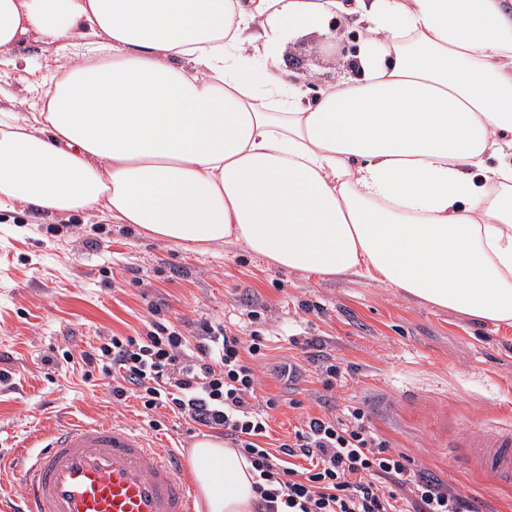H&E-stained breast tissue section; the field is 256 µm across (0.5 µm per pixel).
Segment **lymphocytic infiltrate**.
Instances as JSON below:
<instances>
[{
  "instance_id": "obj_1",
  "label": "lymphocytic infiltrate",
  "mask_w": 512,
  "mask_h": 512,
  "mask_svg": "<svg viewBox=\"0 0 512 512\" xmlns=\"http://www.w3.org/2000/svg\"><path fill=\"white\" fill-rule=\"evenodd\" d=\"M265 339L207 326L194 346L162 322L143 336H115L81 355L116 380L115 397L133 395L146 410L170 409L220 428L259 474L256 512H477L437 476L411 468L371 430L363 408L307 416L291 440L270 447L269 411L259 397L257 363Z\"/></svg>"
}]
</instances>
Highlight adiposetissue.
<instances>
[{"mask_svg": "<svg viewBox=\"0 0 512 512\" xmlns=\"http://www.w3.org/2000/svg\"><path fill=\"white\" fill-rule=\"evenodd\" d=\"M334 18L363 28L357 75L282 73ZM31 31L93 53L0 108V211L238 243L512 324V0H0V68ZM188 465L204 512H253L255 471L221 436Z\"/></svg>", "mask_w": 512, "mask_h": 512, "instance_id": "obj_1", "label": "adipose tissue"}]
</instances>
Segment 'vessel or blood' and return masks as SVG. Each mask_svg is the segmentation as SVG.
<instances>
[{
  "mask_svg": "<svg viewBox=\"0 0 512 512\" xmlns=\"http://www.w3.org/2000/svg\"><path fill=\"white\" fill-rule=\"evenodd\" d=\"M37 452L18 448L20 498L12 512H194L182 458L136 430L76 422L37 434ZM463 462L512 487V426L493 423L462 438Z\"/></svg>",
  "mask_w": 512,
  "mask_h": 512,
  "instance_id": "1",
  "label": "vessel or blood"
}]
</instances>
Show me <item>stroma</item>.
Returning <instances> with one entry per match:
<instances>
[{
  "mask_svg": "<svg viewBox=\"0 0 512 512\" xmlns=\"http://www.w3.org/2000/svg\"><path fill=\"white\" fill-rule=\"evenodd\" d=\"M336 27V40L304 61L327 85L348 80L335 55L359 45L352 21ZM75 51L72 41L29 32L13 49L16 68L0 79L26 97L29 84ZM155 320L190 340L206 323L268 337L258 367L261 395L280 401L271 438L287 439L324 406H360L412 467L481 512H512V490L464 469L448 446L488 422H512V326L473 322L387 284L291 271L239 244L200 253L80 212H0V457L70 421L119 422L187 453L204 427L113 398L111 378L80 359L112 337L146 335ZM286 363L301 373L290 391L279 379ZM326 363L340 368L329 391Z\"/></svg>",
  "mask_w": 512,
  "mask_h": 512,
  "instance_id": "obj_1",
  "label": "stroma"
}]
</instances>
